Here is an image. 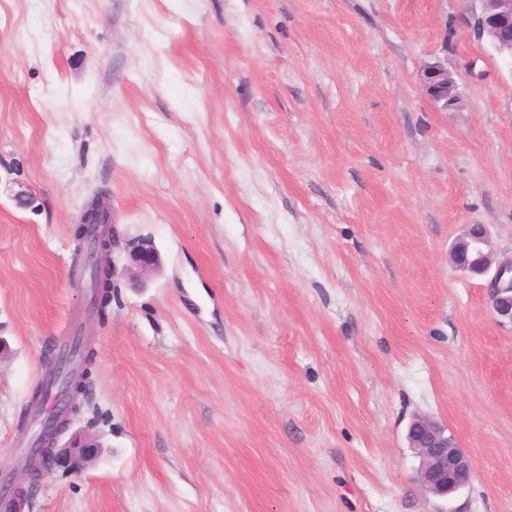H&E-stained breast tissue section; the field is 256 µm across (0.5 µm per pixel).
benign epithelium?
I'll list each match as a JSON object with an SVG mask.
<instances>
[{
    "instance_id": "7a95c632",
    "label": "benign epithelium",
    "mask_w": 512,
    "mask_h": 512,
    "mask_svg": "<svg viewBox=\"0 0 512 512\" xmlns=\"http://www.w3.org/2000/svg\"><path fill=\"white\" fill-rule=\"evenodd\" d=\"M480 10L474 14L478 22L476 37L487 39L500 53L512 55V0H479ZM423 88L429 98L442 108H454L461 103L460 93L448 67L437 61L424 68ZM79 228L81 240L94 238L102 243L95 257V268L102 284L113 283L122 272L138 278L156 270L160 256L153 242L147 238L128 241L120 246L122 237L117 225L100 199L89 201L81 214ZM467 238L456 246L455 265L461 270L482 277H489V296L492 312L497 321L512 326V288L504 285L506 272L512 273V256L497 259L490 249L489 235L482 224L466 228ZM476 246L479 263L473 267L468 260V247ZM123 249L127 262L117 266L116 251ZM89 375V365L72 368L70 377L54 398L56 412L41 423L37 445L30 449L22 466L24 483L12 485L8 492L0 494L4 512H20L27 503L33 488L45 474L57 469L70 473L82 470L95 454L98 444L88 435L76 434L67 445L58 447L59 438L68 430L73 416L80 411L79 396L84 393ZM409 447L419 457L417 477L422 487L434 496H447L465 484L472 476V464L462 449L446 433V429L426 415L415 416L408 426Z\"/></svg>"
}]
</instances>
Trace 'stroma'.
<instances>
[{
  "instance_id": "obj_1",
  "label": "stroma",
  "mask_w": 512,
  "mask_h": 512,
  "mask_svg": "<svg viewBox=\"0 0 512 512\" xmlns=\"http://www.w3.org/2000/svg\"><path fill=\"white\" fill-rule=\"evenodd\" d=\"M479 0H0V481L47 350L91 338L99 455L22 512H512V58ZM447 63L462 104L423 70ZM33 197L17 203L18 193ZM103 195L155 273L91 305ZM470 457L417 479L411 419ZM423 88L429 98L443 109L457 107L461 103L460 93L448 67L437 61L424 68ZM465 231L467 238L457 244L455 252L451 254L452 261L454 256L453 263L456 266L471 275L474 274L475 269L468 257L473 259L476 251L470 247L468 257L467 251L470 245L476 246L478 253L476 260L479 263L476 271L480 277H490L489 296L492 312L500 324H509L512 328V285L511 289L504 285L507 271L510 272L512 280V256L500 260L495 258L490 249L489 235L484 225L470 224ZM406 437L419 457L417 477L428 493L448 496L469 482L471 461L435 420L426 415L415 416Z\"/></svg>"
}]
</instances>
